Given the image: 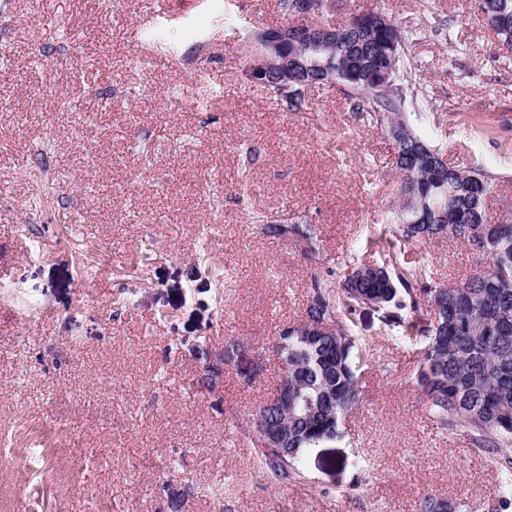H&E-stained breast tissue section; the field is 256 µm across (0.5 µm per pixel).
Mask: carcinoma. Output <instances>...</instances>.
<instances>
[{
	"mask_svg": "<svg viewBox=\"0 0 512 512\" xmlns=\"http://www.w3.org/2000/svg\"><path fill=\"white\" fill-rule=\"evenodd\" d=\"M304 5L314 17L336 10V0H278L287 16ZM479 9L497 37L512 40V0H479ZM361 19V26L336 27L332 74L309 68L300 80L291 74L290 81L268 92L286 111L300 113L311 108L312 87L346 85L352 111L392 141L401 199L386 225L366 240V251L376 260H348L337 290L311 272L313 297L305 321L279 335L288 406L264 402L248 428L255 469L266 480H301L302 453L342 437L341 419L361 403V379L374 359L369 343L356 334L369 308L380 313L385 332L420 346L413 378L437 425L495 452L512 482V220L494 221L486 212L492 177L484 169L431 160L437 152L407 125L402 111L399 82L409 80L403 72L409 37L373 12ZM255 223L270 237L292 235L306 254L316 252L308 224H286L269 215L255 216ZM426 238L461 241L485 265L462 285L432 283L423 268L400 260L405 245ZM316 323L334 325V333L300 336L302 328ZM272 426L284 435L285 447L269 444ZM421 512L464 510L460 502L428 497ZM491 512H512L509 485L496 493Z\"/></svg>",
	"mask_w": 512,
	"mask_h": 512,
	"instance_id": "obj_1",
	"label": "carcinoma"
}]
</instances>
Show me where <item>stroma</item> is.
Masks as SVG:
<instances>
[{
    "label": "stroma",
    "mask_w": 512,
    "mask_h": 512,
    "mask_svg": "<svg viewBox=\"0 0 512 512\" xmlns=\"http://www.w3.org/2000/svg\"><path fill=\"white\" fill-rule=\"evenodd\" d=\"M275 3L0 0V435L45 430L52 460L42 487L32 466L0 468V512H418L427 495L490 512L496 456L437 426L416 347L370 311L358 332L378 362L343 438L303 454L301 481L254 474L248 427L280 381L281 329L306 316L311 265L342 282L399 186L391 141L339 86L294 114L247 79L244 37L291 22ZM372 9L413 34L408 123L485 169L506 217L512 53L478 0H336L328 21ZM60 19L82 52L47 40ZM254 212L311 225L315 257ZM406 257L440 284L480 265L445 239ZM230 338L204 388L194 348Z\"/></svg>",
    "instance_id": "stroma-1"
}]
</instances>
